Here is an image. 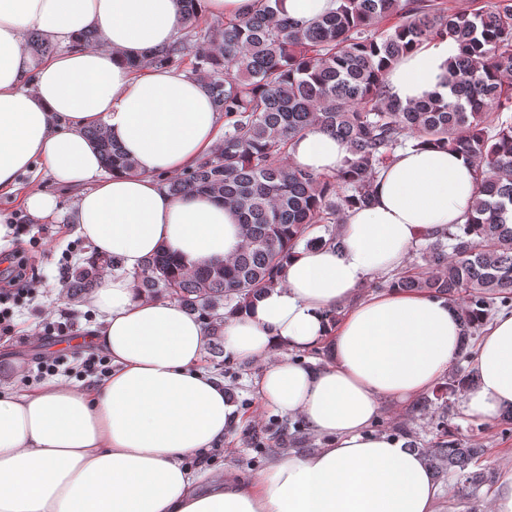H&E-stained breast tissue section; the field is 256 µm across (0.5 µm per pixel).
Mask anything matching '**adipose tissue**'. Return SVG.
Masks as SVG:
<instances>
[{
	"mask_svg": "<svg viewBox=\"0 0 512 512\" xmlns=\"http://www.w3.org/2000/svg\"><path fill=\"white\" fill-rule=\"evenodd\" d=\"M182 28L181 0H0V191L18 190V175L44 161L76 195L75 235L118 263L91 295L99 318L80 338L111 371L88 386L52 379L0 394V512H440L423 455L370 424L382 402L440 383L458 357L459 315L426 293L357 294L371 275L404 268L421 236L463 223L476 168L443 149L397 151L372 204L348 211L342 246L298 248L285 287L224 320L225 353L265 363L263 401L305 418L327 446L289 454L251 482L185 465L240 415L202 366L203 322L174 300L140 295L133 275L161 248L190 267L231 260L242 231L230 208L157 181L210 155L224 128L199 75L147 63ZM89 29L101 48L79 43ZM32 33L63 51L33 57ZM458 54L449 37L404 54L388 73L390 95L406 104L445 93ZM91 126L106 128L133 170L103 174ZM288 154L333 173L350 151L313 128ZM340 304L346 312L330 321ZM325 342L326 366L290 358ZM474 368L464 414L488 421L512 408V312L482 336Z\"/></svg>",
	"mask_w": 512,
	"mask_h": 512,
	"instance_id": "adipose-tissue-1",
	"label": "adipose tissue"
}]
</instances>
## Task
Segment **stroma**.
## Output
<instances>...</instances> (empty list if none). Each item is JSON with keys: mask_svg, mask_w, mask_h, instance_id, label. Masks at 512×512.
Returning <instances> with one entry per match:
<instances>
[{"mask_svg": "<svg viewBox=\"0 0 512 512\" xmlns=\"http://www.w3.org/2000/svg\"><path fill=\"white\" fill-rule=\"evenodd\" d=\"M37 187L56 191L60 210L50 219L30 220L15 195L0 193V211L13 215L16 223L27 225L35 245L28 251V271L39 289L13 308V327L0 332V390L20 393L27 386L19 373L42 356L63 355L79 366L86 351L71 348L85 326L96 322L97 312L80 301L68 300L65 284L72 268L83 263L86 248L71 235L70 215L74 196L56 187L48 169H41ZM204 367L223 378L224 388L241 415V420L224 436V441L203 452L204 468L233 470L245 481L260 477L277 458L290 452H311L324 447L327 439L302 417H289L273 405L262 402L258 382L262 365L224 354L206 353ZM462 397L450 398L448 406L434 405L428 415L414 412L412 404L386 402L370 428L403 441H416L431 448L436 424L446 419L449 429L465 447L484 446L483 463L497 474L512 471V430L500 420L476 421L464 414Z\"/></svg>", "mask_w": 512, "mask_h": 512, "instance_id": "1", "label": "stroma"}]
</instances>
